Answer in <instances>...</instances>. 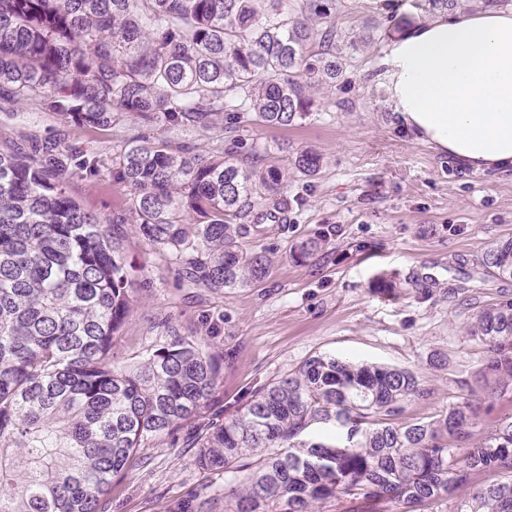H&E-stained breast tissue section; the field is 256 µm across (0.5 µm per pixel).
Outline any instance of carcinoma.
<instances>
[{"instance_id": "obj_1", "label": "carcinoma", "mask_w": 512, "mask_h": 512, "mask_svg": "<svg viewBox=\"0 0 512 512\" xmlns=\"http://www.w3.org/2000/svg\"><path fill=\"white\" fill-rule=\"evenodd\" d=\"M335 0H0V100L35 105L74 127L135 117L216 131L219 122L288 126L311 111L312 91L343 78ZM187 157L166 140L125 142L111 169L78 140L0 151V512H104L112 479L139 448L200 417L219 386L205 343L175 335L135 368L112 347L140 288L121 213L107 225L67 180L112 171L132 197L138 234L170 253L191 286L241 288L263 278V251L241 250V224L262 191L273 212L288 169ZM321 157L295 153L317 174ZM322 237L297 245L306 259ZM483 264L512 278V238ZM499 391L512 389V301L476 316ZM424 394L407 369L306 359L237 412L198 424L203 470L239 474L231 512H319L345 496L421 512L478 471L499 480L451 512H512V417L458 455L477 425L468 399L430 421L397 420ZM323 424L317 434L307 430Z\"/></svg>"}]
</instances>
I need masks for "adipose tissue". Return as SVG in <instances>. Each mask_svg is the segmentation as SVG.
<instances>
[{
	"label": "adipose tissue",
	"mask_w": 512,
	"mask_h": 512,
	"mask_svg": "<svg viewBox=\"0 0 512 512\" xmlns=\"http://www.w3.org/2000/svg\"><path fill=\"white\" fill-rule=\"evenodd\" d=\"M390 100L418 141L472 172L512 169V11L441 14L391 46Z\"/></svg>",
	"instance_id": "1"
}]
</instances>
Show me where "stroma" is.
Segmentation results:
<instances>
[{"instance_id":"stroma-1","label":"stroma","mask_w":512,"mask_h":512,"mask_svg":"<svg viewBox=\"0 0 512 512\" xmlns=\"http://www.w3.org/2000/svg\"><path fill=\"white\" fill-rule=\"evenodd\" d=\"M424 17L418 0H336L348 82L313 91L312 112L291 127L244 123L215 139L126 117L86 129L29 104L0 102L2 151L31 138L66 137L112 158L127 139L165 137L187 155H219L240 138L246 148L239 158L248 166L262 159L284 166L306 148L322 157L315 176L291 174L287 221L269 218L268 199L247 217L241 248L267 249L271 259L267 275L247 287H189L169 254L123 225L141 287L112 350L116 364L138 366L174 332L205 339L220 372L207 420L235 413L255 391L322 353L413 371L425 394L405 403L406 421L434 419L472 397L480 410L470 445L512 417V392L497 393L486 351L468 332L483 307L512 300V279L491 277L482 265L492 242L512 238V170L472 172L417 141L395 111L385 80L393 40L384 31L403 32ZM374 27L383 31L379 40L360 45ZM252 143L261 155L250 153ZM68 187L101 218L128 209L127 189L112 179L74 178ZM322 234L325 253L296 258L299 242ZM382 277L395 289L378 288ZM193 429L184 424L140 449L136 463L113 479L106 512H176L191 500L205 512H230L224 487L234 476L196 467L187 445Z\"/></svg>"}]
</instances>
